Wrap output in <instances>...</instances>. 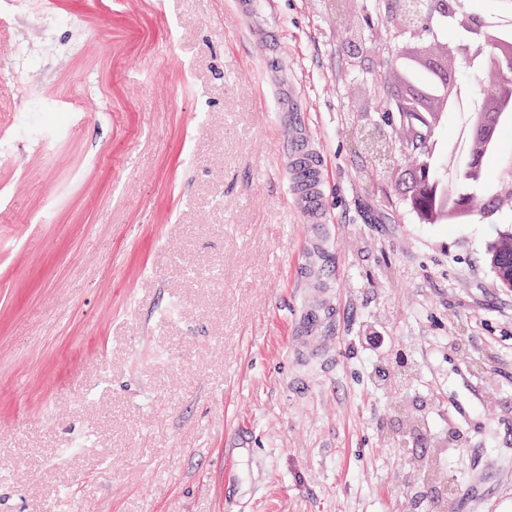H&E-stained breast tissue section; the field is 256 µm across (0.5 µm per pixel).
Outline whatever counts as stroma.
I'll list each match as a JSON object with an SVG mask.
<instances>
[{"label":"stroma","mask_w":512,"mask_h":512,"mask_svg":"<svg viewBox=\"0 0 512 512\" xmlns=\"http://www.w3.org/2000/svg\"><path fill=\"white\" fill-rule=\"evenodd\" d=\"M396 23L365 0H26L0 24V512H426L443 485L512 512V288L487 262L512 195L426 224L404 162L369 154ZM292 83L327 162L336 342L308 365ZM44 104L73 125L41 130Z\"/></svg>","instance_id":"35a3bbf8"}]
</instances>
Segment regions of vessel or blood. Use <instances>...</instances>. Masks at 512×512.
Instances as JSON below:
<instances>
[{
	"label": "vessel or blood",
	"instance_id": "1",
	"mask_svg": "<svg viewBox=\"0 0 512 512\" xmlns=\"http://www.w3.org/2000/svg\"><path fill=\"white\" fill-rule=\"evenodd\" d=\"M275 128L288 148L285 168L288 172L289 194L297 212L304 223H325L324 168L318 154L309 144L308 129L296 101H289L287 108L281 109L275 118ZM330 309V303L320 299L302 306L292 338L297 355L323 351Z\"/></svg>",
	"mask_w": 512,
	"mask_h": 512
}]
</instances>
